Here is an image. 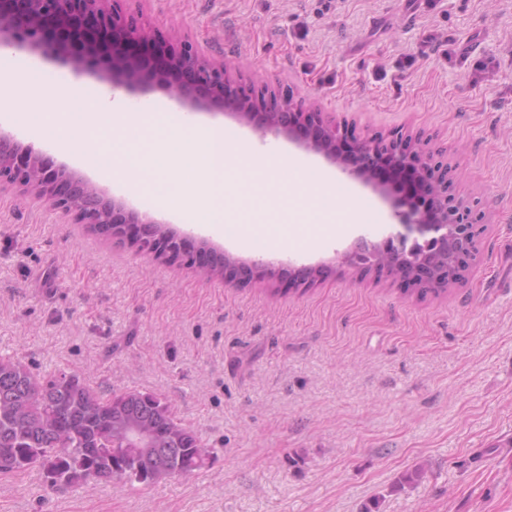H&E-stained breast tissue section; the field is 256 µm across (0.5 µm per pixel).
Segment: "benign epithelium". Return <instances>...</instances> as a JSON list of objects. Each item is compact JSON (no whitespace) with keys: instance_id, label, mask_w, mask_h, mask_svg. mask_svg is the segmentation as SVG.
Here are the masks:
<instances>
[{"instance_id":"7a95c632","label":"benign epithelium","mask_w":512,"mask_h":512,"mask_svg":"<svg viewBox=\"0 0 512 512\" xmlns=\"http://www.w3.org/2000/svg\"><path fill=\"white\" fill-rule=\"evenodd\" d=\"M119 0H0V47H27L51 51L64 58L77 73L93 61L97 77L126 87H157L179 105L193 111L227 110L261 136L286 137L322 154L338 166L347 161L336 151V142L355 146L357 175L385 197L392 194L387 182L375 177L374 166L382 155L398 168H414L429 182L433 207L423 210L407 199L394 202V216L402 231L382 244L361 243L355 255L366 254L365 266L386 269L394 262L393 249L403 253L406 267L398 274L416 285L448 284V265H439L428 248L460 247L457 261L466 265L473 250L475 225L452 194L448 168L408 143L391 140L388 146L369 138L357 139L348 127L320 112L307 110L305 101L291 98L271 108L264 101L240 96L233 85L231 67L208 59L186 42L166 38L126 16ZM34 190L54 208L74 216L78 224H91L117 238L127 235L144 241L156 234L153 253L178 258L187 254L184 241L142 216L124 201L109 197L63 163L33 145L0 135V187Z\"/></svg>"}]
</instances>
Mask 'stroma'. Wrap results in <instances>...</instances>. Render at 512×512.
<instances>
[{
  "instance_id": "stroma-1",
  "label": "stroma",
  "mask_w": 512,
  "mask_h": 512,
  "mask_svg": "<svg viewBox=\"0 0 512 512\" xmlns=\"http://www.w3.org/2000/svg\"><path fill=\"white\" fill-rule=\"evenodd\" d=\"M139 22L238 64L254 95L314 100L358 137L402 135L447 164L479 235L462 277L419 296L349 262L400 231L356 173L229 113H197L253 149L331 174L367 223L270 256L180 222L98 178L78 151L34 144L233 268L203 277L75 223L29 191H0V357L64 370L102 397L166 399L215 450L203 469L148 487L52 491L0 471V512H512V0H123ZM452 47L444 56V47ZM44 103L77 109L112 85L50 53ZM305 268L314 282L276 274Z\"/></svg>"
}]
</instances>
